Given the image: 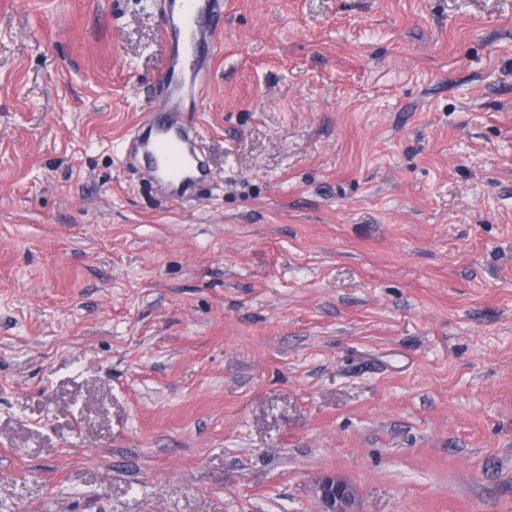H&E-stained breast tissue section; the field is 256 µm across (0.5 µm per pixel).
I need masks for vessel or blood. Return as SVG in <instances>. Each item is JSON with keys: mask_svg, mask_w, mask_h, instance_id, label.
Masks as SVG:
<instances>
[{"mask_svg": "<svg viewBox=\"0 0 512 512\" xmlns=\"http://www.w3.org/2000/svg\"><path fill=\"white\" fill-rule=\"evenodd\" d=\"M169 25L161 33L166 56L158 107L134 130L151 179L164 190L197 185L208 176L200 130L190 129L182 101L186 86L204 94L209 56L219 47L224 0H165Z\"/></svg>", "mask_w": 512, "mask_h": 512, "instance_id": "1", "label": "vessel or blood"}]
</instances>
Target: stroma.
<instances>
[{
    "mask_svg": "<svg viewBox=\"0 0 512 512\" xmlns=\"http://www.w3.org/2000/svg\"><path fill=\"white\" fill-rule=\"evenodd\" d=\"M160 28L0 0V512H512V0H224L191 201ZM316 492L322 512H355L356 490L341 476L325 474L319 477Z\"/></svg>",
    "mask_w": 512,
    "mask_h": 512,
    "instance_id": "obj_1",
    "label": "stroma"
}]
</instances>
